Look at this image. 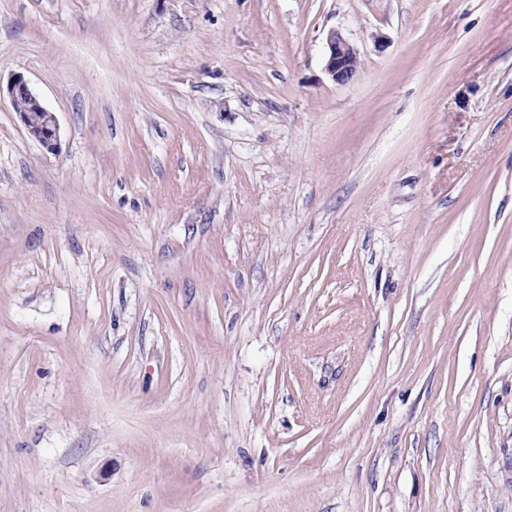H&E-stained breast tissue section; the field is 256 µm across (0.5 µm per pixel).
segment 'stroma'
<instances>
[{
    "label": "stroma",
    "instance_id": "35a3bbf8",
    "mask_svg": "<svg viewBox=\"0 0 512 512\" xmlns=\"http://www.w3.org/2000/svg\"><path fill=\"white\" fill-rule=\"evenodd\" d=\"M18 75L0 512H512V0H0ZM328 52L325 71L337 84H347L353 81L361 69V59L349 42L336 31L327 37ZM7 95L30 136L47 151H55L59 141L56 116L41 104L28 82L22 76L15 77L7 86ZM34 112L39 113V116L35 118Z\"/></svg>",
    "mask_w": 512,
    "mask_h": 512
}]
</instances>
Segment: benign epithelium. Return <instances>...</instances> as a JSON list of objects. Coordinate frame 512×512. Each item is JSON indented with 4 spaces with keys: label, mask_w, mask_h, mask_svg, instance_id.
Listing matches in <instances>:
<instances>
[{
    "label": "benign epithelium",
    "mask_w": 512,
    "mask_h": 512,
    "mask_svg": "<svg viewBox=\"0 0 512 512\" xmlns=\"http://www.w3.org/2000/svg\"><path fill=\"white\" fill-rule=\"evenodd\" d=\"M327 47L326 73L337 84L353 81L361 69V59L357 51L336 31L329 33ZM7 95L14 112L30 136L47 151H55L59 141L56 116L41 104L28 82L21 76L15 77L7 86Z\"/></svg>",
    "instance_id": "1"
}]
</instances>
